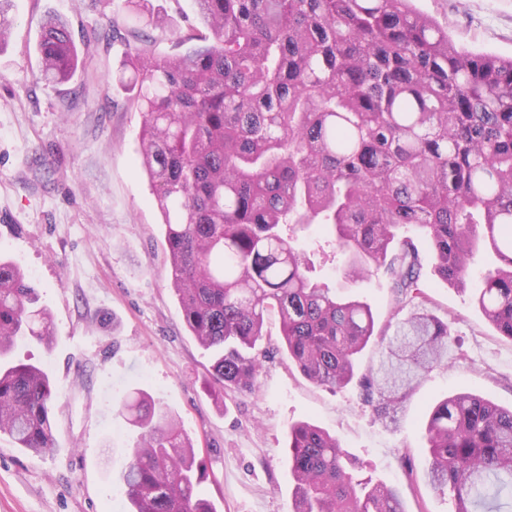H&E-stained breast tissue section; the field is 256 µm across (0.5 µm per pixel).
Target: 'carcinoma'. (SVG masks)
<instances>
[{
	"instance_id": "carcinoma-1",
	"label": "carcinoma",
	"mask_w": 512,
	"mask_h": 512,
	"mask_svg": "<svg viewBox=\"0 0 512 512\" xmlns=\"http://www.w3.org/2000/svg\"><path fill=\"white\" fill-rule=\"evenodd\" d=\"M0 0V45L14 28ZM210 35L154 58L134 48L116 76L143 114L141 165L164 216L183 320L213 358L216 395L251 391L265 319L311 382L358 381L381 420L429 372L448 366V321L431 312L412 232L434 273L463 290L474 254L498 265L476 303L512 340V58L476 54L416 12L412 0H194ZM146 27L147 0H125ZM37 81L78 67L67 21L48 17ZM333 230L344 278L382 271L396 312L376 330L371 308L311 276L294 228ZM379 335L380 364L356 376ZM53 341L49 312L20 267L0 260V432L36 455L53 450L54 385L41 368L4 360L20 337ZM142 430L127 452L130 512H213L199 498L203 460L180 420L144 391L120 397ZM433 488L454 512H512V410L477 393L434 407L427 427ZM292 512H405L399 489L363 481L340 441L301 421L288 429Z\"/></svg>"
}]
</instances>
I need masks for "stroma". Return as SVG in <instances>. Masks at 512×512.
Wrapping results in <instances>:
<instances>
[{
	"label": "stroma",
	"mask_w": 512,
	"mask_h": 512,
	"mask_svg": "<svg viewBox=\"0 0 512 512\" xmlns=\"http://www.w3.org/2000/svg\"><path fill=\"white\" fill-rule=\"evenodd\" d=\"M162 26L142 29L123 0H14L16 23L0 46V256L20 264L52 316L55 339L17 341L14 361L41 366L56 386L55 447L16 448L0 434V512H127L119 476L139 431L115 410L132 389L178 415L207 466L198 492L217 512H290V424L310 420L336 435L363 476L400 488L406 512H453L428 482L423 424L442 398L477 392L512 408V340L466 292L425 267L426 293L448 318V368L416 386L394 422L379 421L355 387L310 382L280 349L269 317L257 387L216 405L209 351L185 326L169 286L164 216L138 166L142 114L115 82L147 35L155 56L186 52L203 35L194 0H149ZM469 51L512 57V0H413ZM65 18L79 66L62 86L36 82L46 16ZM315 278L333 284L343 256L321 257L318 227L298 234ZM377 325L394 313L384 276L351 284Z\"/></svg>",
	"instance_id": "stroma-1"
}]
</instances>
